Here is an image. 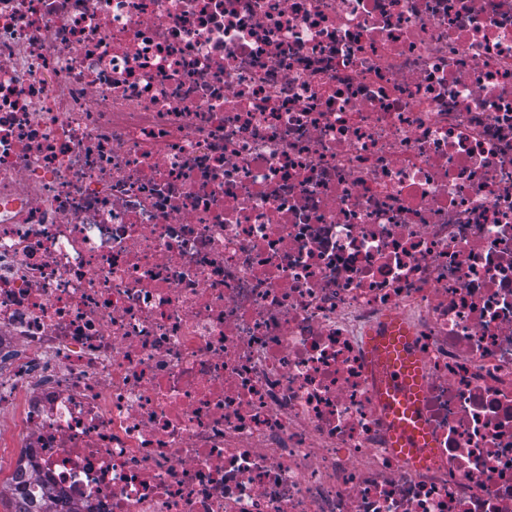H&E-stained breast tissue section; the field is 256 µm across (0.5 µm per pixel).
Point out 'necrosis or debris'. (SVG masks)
<instances>
[{
	"label": "necrosis or debris",
	"mask_w": 512,
	"mask_h": 512,
	"mask_svg": "<svg viewBox=\"0 0 512 512\" xmlns=\"http://www.w3.org/2000/svg\"><path fill=\"white\" fill-rule=\"evenodd\" d=\"M5 444L53 512H512V0H0ZM403 342L404 336H387L385 339L387 346L392 348L389 352L394 351L397 354L396 358L392 357L390 374L394 375L393 383L399 388H404L412 382L415 369L403 350Z\"/></svg>",
	"instance_id": "1"
}]
</instances>
